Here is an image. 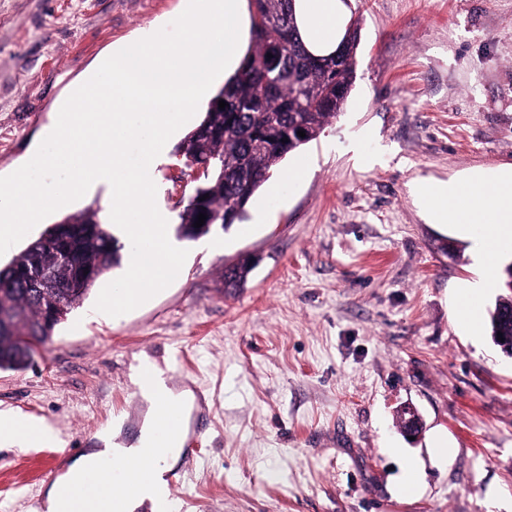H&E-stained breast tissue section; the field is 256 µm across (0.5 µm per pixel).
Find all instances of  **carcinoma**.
Masks as SVG:
<instances>
[{
    "instance_id": "cac0c4a2",
    "label": "carcinoma",
    "mask_w": 512,
    "mask_h": 512,
    "mask_svg": "<svg viewBox=\"0 0 512 512\" xmlns=\"http://www.w3.org/2000/svg\"><path fill=\"white\" fill-rule=\"evenodd\" d=\"M293 0H248L250 41L234 74L212 97L197 126L179 145L184 166L204 170L193 179L192 192L183 200L177 230L189 240L213 232L217 224L245 220L252 197L279 164L315 139L324 126L347 105L354 80L360 27L345 30L339 55L313 56L297 30ZM281 47V65L271 66L267 54ZM227 102L219 109L218 101ZM305 131L300 137L297 131ZM287 142H281V139ZM205 224L194 227L197 216ZM123 246L104 228L98 210L89 206L49 225L4 266H0V370L25 368L34 349L52 338L55 326L45 322L52 302L62 304L64 321L90 293L95 282L77 274H103L120 265ZM69 271L72 278L54 295L26 285L36 265ZM251 267L243 260L224 268V287L243 284ZM500 293L488 310V330L501 345L498 333L512 334V262L498 275Z\"/></svg>"
}]
</instances>
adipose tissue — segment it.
Returning <instances> with one entry per match:
<instances>
[{
  "label": "adipose tissue",
  "mask_w": 512,
  "mask_h": 512,
  "mask_svg": "<svg viewBox=\"0 0 512 512\" xmlns=\"http://www.w3.org/2000/svg\"><path fill=\"white\" fill-rule=\"evenodd\" d=\"M298 29L310 52L332 53L339 44L347 22L343 0H295ZM421 197L439 219L452 218L473 239V254L480 271L458 290V320L469 333L477 331L476 307L491 288L502 247L512 246V168L494 175L473 173L464 179L424 186ZM137 384L149 405L148 416L134 443H108L106 450L90 451L76 460L66 478L48 492L50 512H74L75 499L88 477L97 473L103 455L119 460L112 476H101L104 492L115 493L121 512H133L142 501H150L156 512H171L165 474L181 455L185 429L170 428L166 415L180 410L190 416L195 403L192 391L179 393L168 388L159 372H144Z\"/></svg>",
  "instance_id": "adipose-tissue-1"
}]
</instances>
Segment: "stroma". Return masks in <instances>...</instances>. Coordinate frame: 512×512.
Returning a JSON list of instances; mask_svg holds the SVG:
<instances>
[{
  "instance_id": "35a3bbf8",
  "label": "stroma",
  "mask_w": 512,
  "mask_h": 512,
  "mask_svg": "<svg viewBox=\"0 0 512 512\" xmlns=\"http://www.w3.org/2000/svg\"><path fill=\"white\" fill-rule=\"evenodd\" d=\"M348 9L355 83L284 161L299 179L271 177L245 221L213 232L218 248L182 241L177 278L135 310L98 317L90 292L26 368L0 370V412L55 434L0 444V512H40L69 449L135 441L145 362L196 396L194 454L176 465L187 512H512V356L457 320L473 243L416 192L512 165V0ZM180 13L181 0H0V177L113 45ZM245 255V286L224 289ZM407 404L423 420L415 440L397 424Z\"/></svg>"
}]
</instances>
